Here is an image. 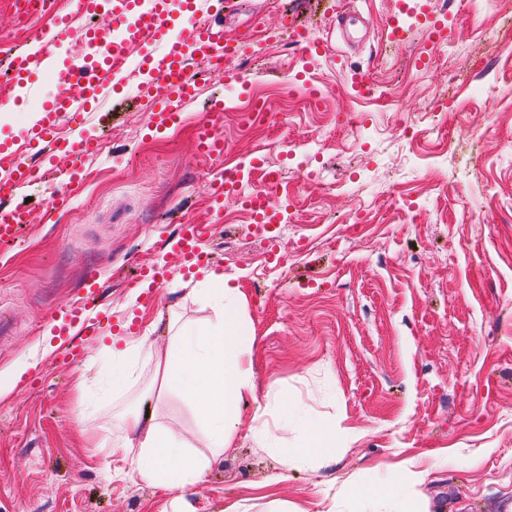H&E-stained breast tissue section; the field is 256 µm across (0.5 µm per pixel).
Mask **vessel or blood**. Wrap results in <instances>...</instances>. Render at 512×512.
I'll return each instance as SVG.
<instances>
[{"instance_id": "vessel-or-blood-1", "label": "vessel or blood", "mask_w": 512, "mask_h": 512, "mask_svg": "<svg viewBox=\"0 0 512 512\" xmlns=\"http://www.w3.org/2000/svg\"><path fill=\"white\" fill-rule=\"evenodd\" d=\"M20 13L45 11L51 17L50 27L38 36L32 47L13 59V85L31 88L36 75L54 68V49L59 45L73 47L71 62L65 69L68 91L46 99L40 118L24 139L31 152L53 156L63 154L82 158L96 151L93 139L59 140L57 127L62 117L73 124L84 122L93 102L108 97L124 79L126 65L132 55H139L135 69L143 87H151L155 77H162L166 94L150 97L148 123L151 127H169L178 123L184 107L198 91L193 61L208 60L214 72L223 74L226 82L242 83L244 74L230 66V59L242 55L247 44L256 39V28H246L236 38L224 35V14L230 11V0H16ZM163 45L162 54H153L152 45ZM196 153L204 157L224 155V137L214 123L202 121L197 127ZM85 170L72 168L61 189L53 191L50 204L64 206L80 188ZM44 171L7 148L0 149V243L14 241L23 224L29 223L28 211L17 205V197L26 187L44 178ZM276 169H265L264 187L247 196L246 201L257 217L258 230L275 227L278 217L272 196L280 181ZM209 230L205 224L182 225L174 248L185 266L207 262L200 241ZM53 331L61 337L63 361L76 362L79 354L65 338L72 330H80L85 338L99 335L101 322L88 313L85 304H70L51 318Z\"/></svg>"}]
</instances>
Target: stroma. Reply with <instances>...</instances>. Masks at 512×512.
Here are the masks:
<instances>
[{"label":"stroma","instance_id":"stroma-1","mask_svg":"<svg viewBox=\"0 0 512 512\" xmlns=\"http://www.w3.org/2000/svg\"><path fill=\"white\" fill-rule=\"evenodd\" d=\"M417 12L445 13L452 56L431 53L422 22L400 46L382 41L389 0H359L361 36L341 41L321 0H267L226 14L224 29L259 18L282 31L284 14L330 52L303 82L302 60L267 49L247 71L270 123L247 127L223 76H203L185 122L147 127L137 83L101 100L68 136H108L87 165L82 191L48 208L69 157L43 158L44 182L24 191L31 222L0 254V308L16 329L0 339V374L19 373L0 396V512H224L270 495L307 512H329L370 466L420 461L433 471L410 488L429 512H512V30L495 11H460L454 0H409ZM373 71L390 101L354 97L349 77ZM216 122L227 154L195 155L196 121ZM453 133L432 141L437 122ZM312 140L289 152L284 141ZM260 159L281 172L293 218L280 225V262L235 196L222 212L205 186L237 163ZM360 212L356 232L343 220ZM211 225L210 268L245 294L256 395L241 404L235 442L196 486L172 493L142 480L122 454L93 453L88 433L115 429L118 415L148 398L149 368L112 388V344L146 337L163 348L173 315L202 322L211 312L193 294L202 272L183 268L173 248L178 225ZM164 267L156 302L133 282L134 263ZM99 276L97 309L108 312L83 358L58 362L48 320L85 296ZM92 405L79 410L81 393ZM326 421L343 414L350 433L328 465L284 469L249 433L257 407L279 402Z\"/></svg>","mask_w":512,"mask_h":512}]
</instances>
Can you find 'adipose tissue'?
Here are the masks:
<instances>
[{
    "label": "adipose tissue",
    "instance_id": "adipose-tissue-1",
    "mask_svg": "<svg viewBox=\"0 0 512 512\" xmlns=\"http://www.w3.org/2000/svg\"><path fill=\"white\" fill-rule=\"evenodd\" d=\"M213 316L206 323L172 321L170 344L164 349H145L142 340L127 341L112 352V387L125 388L140 361L150 366L148 387L156 397L180 395L199 422V443L177 437L155 412L132 410L121 415L119 434H99L95 446L103 454L130 457L138 475L168 491L197 484L231 448L241 425L240 404L254 395L255 377L250 334L244 315V295L234 279L206 273L195 291ZM250 431L259 448L284 465L297 466L316 458L335 461L336 428L314 421L300 407L282 406L276 425L256 410ZM379 476L350 486L348 497L354 512H425L408 488L424 482L429 469L415 464L380 465Z\"/></svg>",
    "mask_w": 512,
    "mask_h": 512
}]
</instances>
